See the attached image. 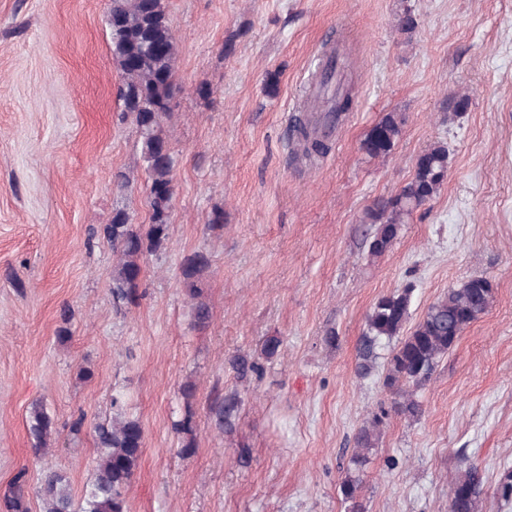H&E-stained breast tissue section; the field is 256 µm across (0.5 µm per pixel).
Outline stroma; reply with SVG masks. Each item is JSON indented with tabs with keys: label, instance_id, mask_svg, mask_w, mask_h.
<instances>
[{
	"label": "stroma",
	"instance_id": "1",
	"mask_svg": "<svg viewBox=\"0 0 512 512\" xmlns=\"http://www.w3.org/2000/svg\"><path fill=\"white\" fill-rule=\"evenodd\" d=\"M109 4L0 0V502L22 471L30 512L46 472L66 473L82 494L92 426L111 416L118 390L145 431L127 512H347L340 482L354 436L382 409L366 512H448L468 462L484 474L478 512H512L497 492L512 469V0H167L180 48L165 123L168 241L143 259L134 300L119 308L101 230L119 209L149 223L150 206ZM406 5L419 19L409 35L397 29ZM329 46L349 60L353 105L330 152L297 162L295 111ZM458 92L471 104L455 118ZM388 112L403 114V133L368 157L361 142ZM437 142L448 145L445 185L367 259L365 211ZM197 251L210 260L203 326L180 274ZM475 275L494 285L488 312L417 391L421 416L393 413L381 371H355L372 304L414 283L417 320ZM273 336L282 346L269 358ZM238 354L258 373L239 379ZM234 392L242 403L226 434L208 404ZM35 403L56 428L43 456L27 429ZM188 410L185 453L173 423Z\"/></svg>",
	"mask_w": 512,
	"mask_h": 512
}]
</instances>
